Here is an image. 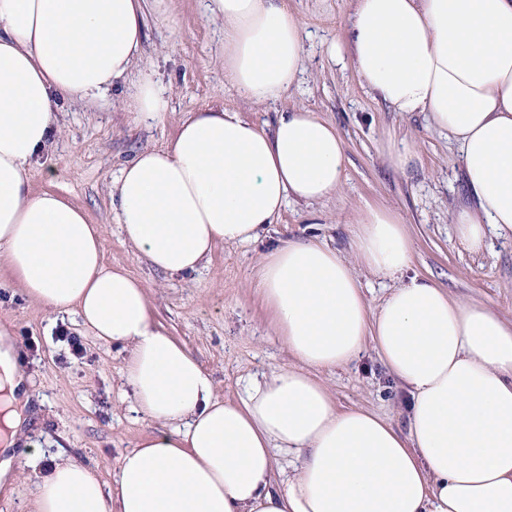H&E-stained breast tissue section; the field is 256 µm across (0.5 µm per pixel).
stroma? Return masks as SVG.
Listing matches in <instances>:
<instances>
[{
	"label": "stroma",
	"mask_w": 512,
	"mask_h": 512,
	"mask_svg": "<svg viewBox=\"0 0 512 512\" xmlns=\"http://www.w3.org/2000/svg\"><path fill=\"white\" fill-rule=\"evenodd\" d=\"M288 7L307 33L306 70L289 95L256 106L225 88L220 23L205 17L201 0H172L168 12L148 14L134 70L166 89L170 105L163 121L150 128L136 122L124 101V80L95 103L58 97L61 130L48 152L54 170L29 172L32 192L50 191L81 205L91 223L103 228L105 263L127 268L144 282L157 321L199 357L218 396L228 401L244 396L249 377L270 374L288 361L258 293L262 254L281 241L305 238L353 256L352 222L369 206L404 216L412 272L454 297L512 316V237L491 236L486 252L471 254L457 244L449 222L461 196L456 145L424 113L395 112L375 100L349 67L329 58V43L346 34L353 0H288ZM206 106L235 109L245 119L268 124L278 113L306 107L336 126L348 162L335 197L310 206L290 203L262 242L217 245L198 271L172 277L139 261L124 244L110 189L135 151L167 144L187 113ZM390 135L416 151L419 163L402 172L389 168L379 148ZM2 323L9 325L31 379L27 442L39 446L43 461L64 453L114 483L121 456L151 430L121 397L125 350L97 341L74 314L28 302L0 260ZM62 328L79 339L83 356H73L58 340ZM325 380L337 407L363 406L405 427L404 392L374 353L326 374Z\"/></svg>",
	"instance_id": "stroma-1"
}]
</instances>
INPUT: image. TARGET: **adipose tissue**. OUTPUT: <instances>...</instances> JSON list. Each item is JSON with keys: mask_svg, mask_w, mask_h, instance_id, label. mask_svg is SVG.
Masks as SVG:
<instances>
[{"mask_svg": "<svg viewBox=\"0 0 512 512\" xmlns=\"http://www.w3.org/2000/svg\"><path fill=\"white\" fill-rule=\"evenodd\" d=\"M169 0H0V259L26 298L76 313L99 342L123 346L124 379L152 431L114 485L56 455L33 467L31 512H512V318L409 275L403 216L366 207L354 256L305 239L263 254L259 292L290 364L220 399L211 375L156 320L147 290L103 260L85 210L27 171L46 158L56 98L93 102L140 58L148 10ZM224 23V81L255 105L290 92L305 67L303 23L287 0H203ZM372 96L427 113L457 145L462 198L450 213L472 254L512 235V0H354L344 41ZM150 126L168 109L144 77L130 96ZM336 127L298 106L259 124L227 108L188 113L173 140L146 147L112 182L122 237L170 276L217 244H252L292 202L338 192ZM396 279L370 308L358 272ZM375 349L404 387L405 429L337 408L324 372ZM28 379L0 327V483L19 473ZM293 459L282 473L281 458Z\"/></svg>", "mask_w": 512, "mask_h": 512, "instance_id": "ef3b65f1", "label": "adipose tissue"}]
</instances>
